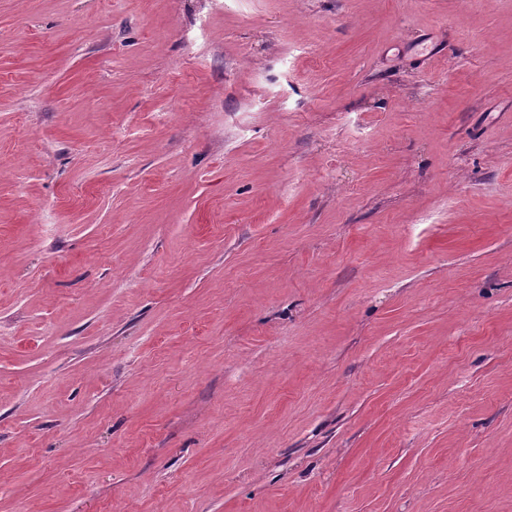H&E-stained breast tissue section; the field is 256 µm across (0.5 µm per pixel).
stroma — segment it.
I'll use <instances>...</instances> for the list:
<instances>
[{"label": "stroma", "mask_w": 512, "mask_h": 512, "mask_svg": "<svg viewBox=\"0 0 512 512\" xmlns=\"http://www.w3.org/2000/svg\"><path fill=\"white\" fill-rule=\"evenodd\" d=\"M0 512H512V0H0Z\"/></svg>", "instance_id": "1"}]
</instances>
